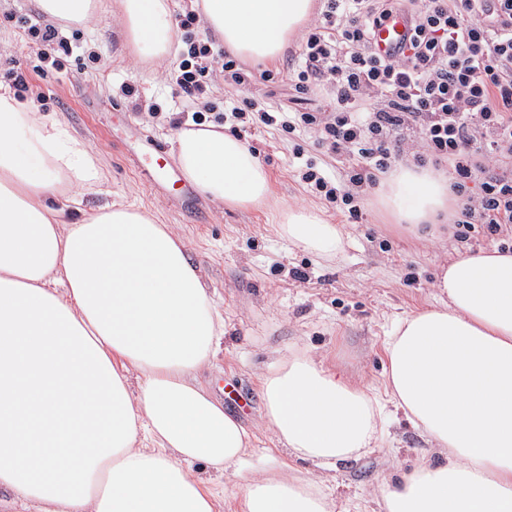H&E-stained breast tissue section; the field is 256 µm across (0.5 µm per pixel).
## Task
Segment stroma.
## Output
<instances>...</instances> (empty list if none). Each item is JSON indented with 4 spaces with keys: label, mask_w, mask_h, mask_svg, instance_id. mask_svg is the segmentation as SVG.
<instances>
[{
    "label": "stroma",
    "mask_w": 512,
    "mask_h": 512,
    "mask_svg": "<svg viewBox=\"0 0 512 512\" xmlns=\"http://www.w3.org/2000/svg\"><path fill=\"white\" fill-rule=\"evenodd\" d=\"M36 0H0V79L13 61L34 67L31 88L22 98L44 115L66 124L95 148L102 178L83 193L82 208L109 201L156 214L171 225L198 265L205 288L224 317L221 350L201 373L203 382L253 434L241 476L224 478L221 512H235L242 478L267 470L284 449L262 419L258 378L274 366V352L294 350L325 359L336 370L382 393L387 366L385 343L394 321L438 304L433 286L443 266L480 248L512 247V234L489 237L475 230L460 240L455 234L421 239L391 223L378 205L377 190L363 201L362 221L347 223L333 208L325 213L342 225L343 248L321 258L295 247L281 235L278 211L287 205L321 206L299 175L294 155L302 146L319 168L343 167L309 129L294 136L268 129L248 143L270 173L271 196L249 208L216 205L195 193L191 207L178 200L183 175L171 158L176 131L202 111L206 121L228 99L248 98L246 90L210 80L196 103L183 98L169 73L185 48L174 38L165 55L135 53L122 26L112 16L84 25L59 23L71 52L57 60L41 59L37 47L14 19L39 14ZM63 66L66 78L55 68ZM132 88L126 97L124 88ZM142 110H135V103ZM386 445L368 449L358 460L339 467L328 486L336 505L347 512H374L380 479L412 468L428 445L405 418L384 425Z\"/></svg>",
    "instance_id": "1"
}]
</instances>
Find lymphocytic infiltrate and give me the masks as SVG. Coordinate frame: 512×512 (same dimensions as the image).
I'll use <instances>...</instances> for the list:
<instances>
[{"label": "lymphocytic infiltrate", "mask_w": 512, "mask_h": 512, "mask_svg": "<svg viewBox=\"0 0 512 512\" xmlns=\"http://www.w3.org/2000/svg\"><path fill=\"white\" fill-rule=\"evenodd\" d=\"M319 19L302 39L300 64L287 81L292 108L267 110L262 95L225 106L255 134L313 129L331 153L354 159L340 175L306 161L302 180L346 216L362 217L360 200L379 174L404 156L449 165L458 198V237L512 227V0H322ZM411 24L404 50L378 54L374 33L393 14ZM225 83L256 85V76L209 45L190 44L169 77L187 100L215 71ZM323 96L327 107L297 105Z\"/></svg>", "instance_id": "f902f5d3"}]
</instances>
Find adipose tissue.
<instances>
[{
    "label": "adipose tissue",
    "mask_w": 512,
    "mask_h": 512,
    "mask_svg": "<svg viewBox=\"0 0 512 512\" xmlns=\"http://www.w3.org/2000/svg\"><path fill=\"white\" fill-rule=\"evenodd\" d=\"M48 17L93 20L101 0H36ZM224 48L275 64L314 0H202ZM143 56L175 37L168 0H114ZM185 179L218 204L258 205L270 175L221 128L185 124L173 141ZM101 179L93 148L0 88V512H215L219 489L191 470L236 474L251 433L200 381L224 319L170 225L147 210L73 207ZM448 177L413 166L379 192L384 211L419 234L448 213ZM281 233L332 256L340 225L290 207ZM444 305L399 319L385 346V400L307 352L262 376L265 425L288 458L246 478L243 512H335L324 471L380 440L384 404L421 429L437 460L384 478L383 512H512V250L460 255L435 283ZM141 375L131 393L127 372ZM146 436L150 447L138 445Z\"/></svg>",
    "instance_id": "1"
}]
</instances>
